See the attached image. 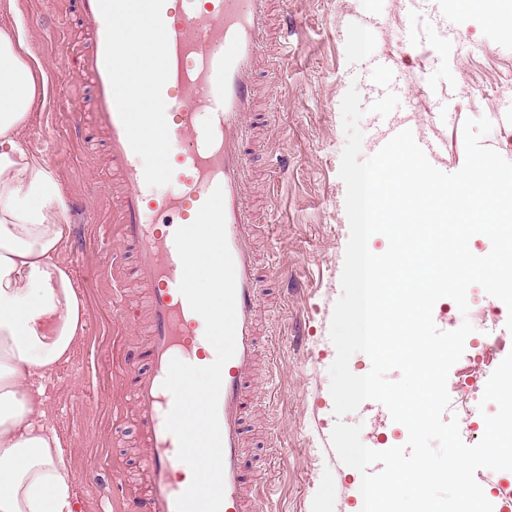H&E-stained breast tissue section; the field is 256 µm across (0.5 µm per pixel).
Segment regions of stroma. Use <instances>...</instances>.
Segmentation results:
<instances>
[{
	"instance_id": "stroma-1",
	"label": "stroma",
	"mask_w": 512,
	"mask_h": 512,
	"mask_svg": "<svg viewBox=\"0 0 512 512\" xmlns=\"http://www.w3.org/2000/svg\"><path fill=\"white\" fill-rule=\"evenodd\" d=\"M285 17L298 33L289 48L261 62L268 106L254 116L246 145L263 276L261 329L276 346L274 367L259 369L252 381L247 436L257 466L250 479L261 512H361V475L331 443L337 420L329 368L336 350L329 332L350 234L339 177L346 142L341 101L352 86L366 107L391 90L400 100L397 114L431 113L430 136L441 145L433 164L451 173L465 161L464 122L486 117L492 129L484 145L512 162V93L496 92L512 79V9H498L495 0H454L423 6L413 17L397 0L272 5V26ZM0 22L19 31L25 63L55 75L22 145L51 168L63 200L84 197L88 210L84 223L66 213L69 235L58 253L84 302L85 330L69 360L44 380L43 407L70 459L76 512H115L107 496L115 474L128 479L126 498L141 495L136 427L123 385L135 364L123 353L146 347L145 328L113 310V291L124 285L113 272L121 252L112 224L118 190L104 155L88 156L67 136L77 97L67 92L60 16L44 0H0ZM393 69L407 83L393 84ZM344 421L361 425L370 448L388 437L397 446L408 440L407 429L377 401L363 402Z\"/></svg>"
}]
</instances>
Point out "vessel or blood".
Instances as JSON below:
<instances>
[{
	"label": "vessel or blood",
	"mask_w": 512,
	"mask_h": 512,
	"mask_svg": "<svg viewBox=\"0 0 512 512\" xmlns=\"http://www.w3.org/2000/svg\"><path fill=\"white\" fill-rule=\"evenodd\" d=\"M269 0H75L78 42L69 45L75 79L88 88L71 115L70 129L85 153L103 142L107 165L121 184L118 241L135 253L130 275L145 290L143 304H122L119 314L145 311L146 369L127 381L142 450L145 479L141 512H176L192 474L177 458L178 442L165 428L173 398L163 386L177 358L205 366L215 358L202 344L203 319L179 291L182 265L177 228L190 224L214 188H222L227 242L236 273V351L223 368L218 403L224 461L223 512H256L248 495L245 423L250 372L260 349V272L254 226L244 200L248 162L244 135L257 110L258 63L267 34ZM146 17L154 35L149 81L119 64L121 47L137 37ZM149 110L134 109L137 99ZM163 142L156 170L143 165L147 146ZM164 173L176 189L146 196L145 185Z\"/></svg>",
	"instance_id": "vessel-or-blood-1"
}]
</instances>
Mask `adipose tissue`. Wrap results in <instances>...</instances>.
Returning <instances> with one entry per match:
<instances>
[{
    "label": "adipose tissue",
    "mask_w": 512,
    "mask_h": 512,
    "mask_svg": "<svg viewBox=\"0 0 512 512\" xmlns=\"http://www.w3.org/2000/svg\"><path fill=\"white\" fill-rule=\"evenodd\" d=\"M21 47L0 25V512H75L70 461L40 397L82 335L84 306L57 259L69 232L59 187L21 145L39 89Z\"/></svg>",
    "instance_id": "adipose-tissue-1"
}]
</instances>
